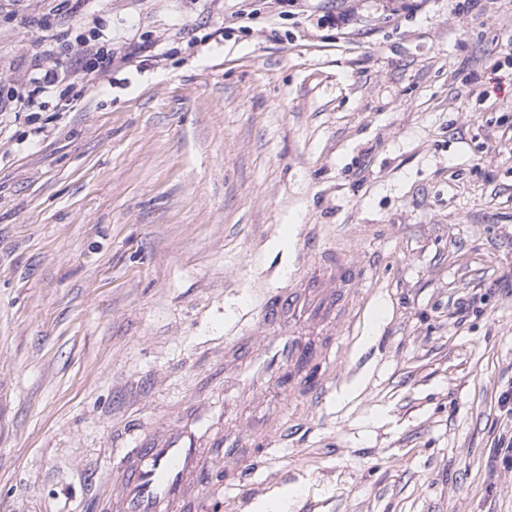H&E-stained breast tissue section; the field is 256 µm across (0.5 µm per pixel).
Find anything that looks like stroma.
<instances>
[{"label":"stroma","mask_w":512,"mask_h":512,"mask_svg":"<svg viewBox=\"0 0 512 512\" xmlns=\"http://www.w3.org/2000/svg\"><path fill=\"white\" fill-rule=\"evenodd\" d=\"M85 12L138 61L0 112V512H97L197 403L290 432L207 512H512V0H0V76ZM307 235L363 266L332 393L225 392Z\"/></svg>","instance_id":"1"}]
</instances>
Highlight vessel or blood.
<instances>
[{"label": "vessel or blood", "mask_w": 512, "mask_h": 512, "mask_svg": "<svg viewBox=\"0 0 512 512\" xmlns=\"http://www.w3.org/2000/svg\"><path fill=\"white\" fill-rule=\"evenodd\" d=\"M310 271L296 284L277 290L263 308L258 326L235 337L224 350V387L269 385L281 366L304 365L318 354L304 340L306 328H328L338 314L353 307L362 265L350 252L309 243ZM328 381L296 379L290 394L321 403ZM208 406H197L182 424L140 438L124 460L112 487L101 495L100 512H202L201 482L212 467L209 449L220 448L225 460L242 470L252 462L242 452L254 430L225 434L211 424Z\"/></svg>", "instance_id": "obj_1"}]
</instances>
